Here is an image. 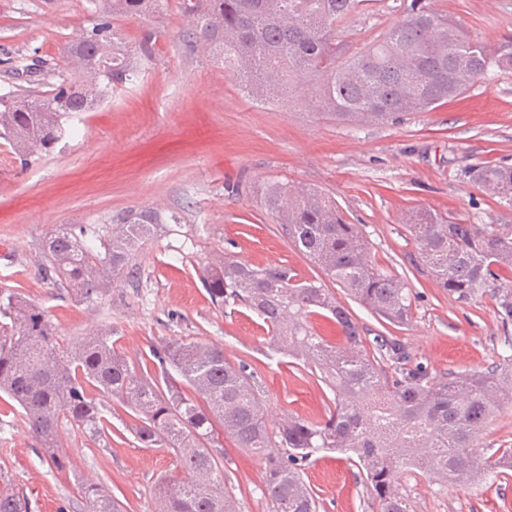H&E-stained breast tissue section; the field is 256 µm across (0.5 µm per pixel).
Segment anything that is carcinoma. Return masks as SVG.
Wrapping results in <instances>:
<instances>
[{"label":"carcinoma","mask_w":512,"mask_h":512,"mask_svg":"<svg viewBox=\"0 0 512 512\" xmlns=\"http://www.w3.org/2000/svg\"><path fill=\"white\" fill-rule=\"evenodd\" d=\"M96 20L90 39L65 47L76 70L59 75L43 93L16 89L0 95V138L23 161L55 152L72 133L68 122L137 78L154 55L155 36L143 33L135 53L116 20L141 17L162 0H90ZM360 0H180L194 43L219 55L255 98L317 80L315 102L340 123L382 124L410 112L432 110L455 98L490 68L512 67V43L490 48L471 40L446 15L412 0L407 15L363 53L336 56V30ZM112 54V72L99 79L87 64ZM473 178L512 202V166H482ZM259 202L288 239L346 294L393 325L412 319V299L396 276L371 260L369 243L334 202L283 181L260 187ZM182 216L129 209L100 228L61 224L42 246L41 277L91 303L119 278L134 274L143 242ZM406 227L436 285L466 301L486 294L501 323H512V224L450 223L424 209ZM201 280L219 306L242 305L267 326L271 345L319 373L333 394L323 422L290 418L272 427L269 400L258 372L229 362L224 349L171 338L151 346V368L131 360L101 331L72 343L59 336L47 311L18 292L0 295V393L23 410L24 423L56 469L69 468L59 430L77 427L93 440L108 438L112 422L101 399L127 410L131 430L145 447L170 448L187 473L171 486L155 485L157 512H239L224 483V437L265 459L262 494L271 512H318L301 466L313 454L352 453L375 512H413L397 482L408 468L424 477L479 484L512 477V448L481 463L473 439L504 408H512V336L501 341L498 361L484 371L437 380L412 363L398 340L363 345L356 323L330 289L297 278L283 265L253 267L219 255ZM327 312L346 344L315 335L309 317ZM394 363L387 374L381 363ZM83 512H123L105 489L77 480ZM0 512H28L25 497L0 476Z\"/></svg>","instance_id":"1"}]
</instances>
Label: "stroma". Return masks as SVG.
I'll return each instance as SVG.
<instances>
[{"label":"stroma","mask_w":512,"mask_h":512,"mask_svg":"<svg viewBox=\"0 0 512 512\" xmlns=\"http://www.w3.org/2000/svg\"><path fill=\"white\" fill-rule=\"evenodd\" d=\"M448 15L473 41H512V0H423ZM411 0H361L336 42L359 54L403 19ZM94 21L89 0H0V94L30 81L18 62L45 61L70 72L63 50ZM128 49L144 30L156 34L155 55L139 78L114 89L77 121L60 151L24 162L0 144V289L43 307L59 336L79 340L108 330L116 346L140 360L169 338L216 343L230 362L256 369L273 420L321 421L332 394L302 363L271 349L262 320L242 306L218 307L200 281L217 254L253 266L282 264L300 279L323 283L351 313L364 344L399 340L431 375L482 371L497 361L505 329L488 296L456 300L424 272L405 222L419 208L465 224H512V203L488 196L473 168L512 165V68L478 78L462 95L382 125L339 124L307 97L256 106L232 73L188 36L178 0L118 23ZM280 178L330 196L358 225L371 258L411 291L413 317L400 326L352 300L297 250L262 209L256 189ZM138 207L182 211L183 223L150 237L133 277L119 280L93 303H79L40 275L42 243L56 225L102 226ZM112 407V434L98 443L76 429L60 430L71 468L58 471L28 434L21 410L0 394V475L23 492L30 512H82L76 476L99 484L126 512H154L159 477L181 468L166 448L143 447ZM263 460L224 442V481L240 512H270L261 488ZM319 512H373L348 454H315L302 473ZM400 483L415 512H512V479L481 485L444 484L410 472Z\"/></svg>","instance_id":"1"}]
</instances>
